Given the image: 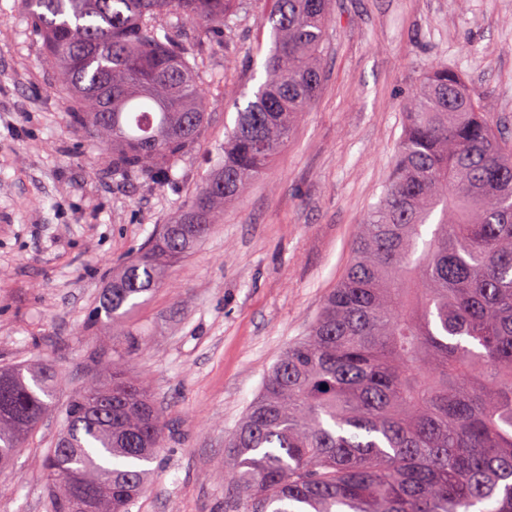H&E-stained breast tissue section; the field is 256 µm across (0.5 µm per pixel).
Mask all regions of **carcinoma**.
I'll return each instance as SVG.
<instances>
[{
    "instance_id": "obj_1",
    "label": "carcinoma",
    "mask_w": 512,
    "mask_h": 512,
    "mask_svg": "<svg viewBox=\"0 0 512 512\" xmlns=\"http://www.w3.org/2000/svg\"><path fill=\"white\" fill-rule=\"evenodd\" d=\"M74 122L112 175L164 184L208 123L196 39L241 0H23ZM330 0H271L265 78L224 159L112 276L91 322L125 317L219 223L319 90ZM48 368L0 369V462L54 407ZM327 388H322V385ZM164 421L119 356L65 406L44 470L53 512H129ZM225 512H512V140L454 70L423 78L387 188L308 335L288 344L224 458Z\"/></svg>"
}]
</instances>
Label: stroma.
Instances as JSON below:
<instances>
[{
    "label": "stroma",
    "mask_w": 512,
    "mask_h": 512,
    "mask_svg": "<svg viewBox=\"0 0 512 512\" xmlns=\"http://www.w3.org/2000/svg\"><path fill=\"white\" fill-rule=\"evenodd\" d=\"M268 0H246L201 70L210 113L173 183L119 182L80 130L22 0H0V368L48 364L55 408L0 472V512H47L42 461L62 411L119 348L166 421L129 512H224V456L268 369L305 336L381 199L403 105L445 64L512 138V0H334L319 98L248 193L112 337L100 295L219 159L235 98L264 79Z\"/></svg>",
    "instance_id": "stroma-1"
}]
</instances>
